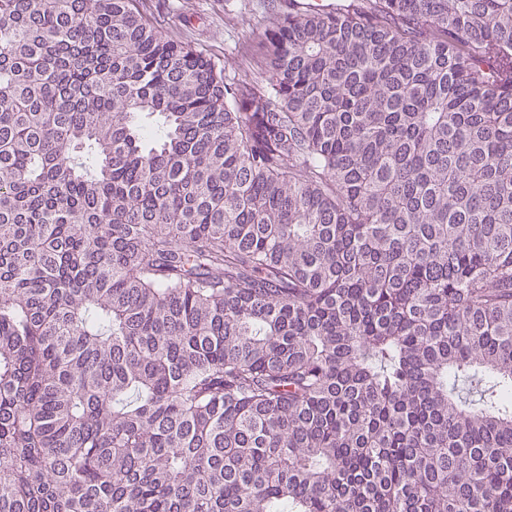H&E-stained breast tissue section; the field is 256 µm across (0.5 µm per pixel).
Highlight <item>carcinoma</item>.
Masks as SVG:
<instances>
[{
    "label": "carcinoma",
    "instance_id": "cac0c4a2",
    "mask_svg": "<svg viewBox=\"0 0 512 512\" xmlns=\"http://www.w3.org/2000/svg\"><path fill=\"white\" fill-rule=\"evenodd\" d=\"M257 47L0 0V512H512V0Z\"/></svg>",
    "mask_w": 512,
    "mask_h": 512
}]
</instances>
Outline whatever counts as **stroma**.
Instances as JSON below:
<instances>
[{
  "mask_svg": "<svg viewBox=\"0 0 512 512\" xmlns=\"http://www.w3.org/2000/svg\"><path fill=\"white\" fill-rule=\"evenodd\" d=\"M161 30L191 41L224 68L228 82L257 80L266 63L255 36L284 10V0H141Z\"/></svg>",
  "mask_w": 512,
  "mask_h": 512,
  "instance_id": "1",
  "label": "stroma"
}]
</instances>
